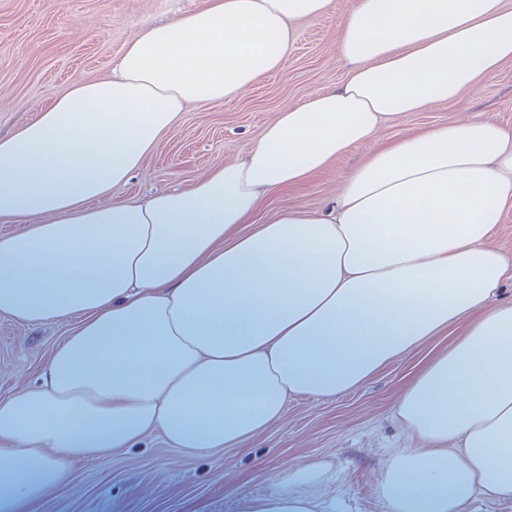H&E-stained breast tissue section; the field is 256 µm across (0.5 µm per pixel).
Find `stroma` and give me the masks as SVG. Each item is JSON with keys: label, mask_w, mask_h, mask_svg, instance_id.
I'll use <instances>...</instances> for the list:
<instances>
[{"label": "stroma", "mask_w": 512, "mask_h": 512, "mask_svg": "<svg viewBox=\"0 0 512 512\" xmlns=\"http://www.w3.org/2000/svg\"><path fill=\"white\" fill-rule=\"evenodd\" d=\"M204 0H0V136L12 133L64 94L77 78L107 76L113 60L143 27L199 9ZM356 0H333L332 16L302 23L280 70L261 75L243 95L217 105H189L179 124L147 157L143 173L113 197L137 200L185 190L217 164L239 158L264 126L287 107L341 82L349 68L336 51V19ZM468 115L512 129V61L479 93L429 105L387 122L376 138L353 147L331 169L292 189L272 192L262 211H313L327 203L380 143ZM76 325L66 318L29 324L0 314V398L33 381ZM443 332L383 367L355 391L320 401L296 398L283 418L238 448L185 455L160 435L139 447L75 462L69 481L30 512H239L241 497L275 491L289 468L329 464L320 488L339 512H385L377 492L380 461L408 439L394 404L411 373L446 349Z\"/></svg>", "instance_id": "obj_1"}]
</instances>
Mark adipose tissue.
<instances>
[{"label": "adipose tissue", "mask_w": 512, "mask_h": 512, "mask_svg": "<svg viewBox=\"0 0 512 512\" xmlns=\"http://www.w3.org/2000/svg\"><path fill=\"white\" fill-rule=\"evenodd\" d=\"M332 0H207L142 29L110 76L79 80L0 137V312L78 323L34 385L0 399V512L64 484L78 458L161 434L197 455L237 448L289 400L353 391L450 327L458 337L396 402L416 442L387 455V512L512 500V261L491 240L512 209V131L477 118L374 150L316 211L263 223L268 195L330 168L388 121L512 60L504 0H358L336 23L339 84L278 112L189 189L97 199L139 172L187 104H219L278 70L301 20ZM327 469L240 512H333ZM304 492H296V485Z\"/></svg>", "instance_id": "obj_1"}]
</instances>
